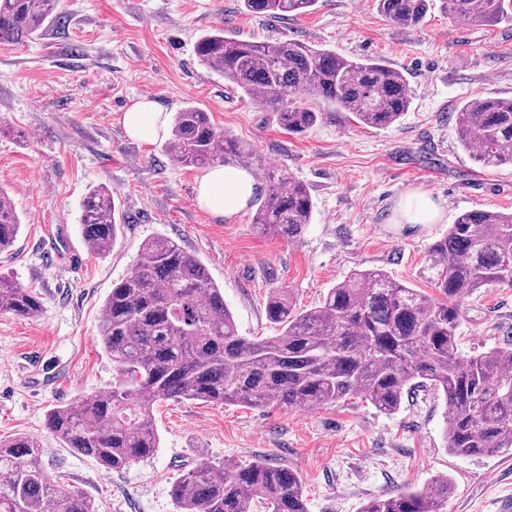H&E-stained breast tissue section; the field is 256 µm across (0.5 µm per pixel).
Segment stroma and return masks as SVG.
Returning a JSON list of instances; mask_svg holds the SVG:
<instances>
[{
    "label": "stroma",
    "instance_id": "1",
    "mask_svg": "<svg viewBox=\"0 0 512 512\" xmlns=\"http://www.w3.org/2000/svg\"><path fill=\"white\" fill-rule=\"evenodd\" d=\"M65 32L0 44V188L21 221L0 272L35 290L34 317L0 313V439L37 440L48 474L90 497L97 512H174L183 470L212 459L266 462L296 471L309 512H360L371 498L448 476L444 512H499L512 500V456L463 459L444 442L443 396L419 391L392 416L361 400L279 411L202 401L154 410L157 453L119 471L74 453L44 426L46 411L111 390L117 379L97 342L100 307L132 269L141 243L162 234L195 254L224 291L241 335H274L273 289L298 308L357 270L378 268L432 294L420 270L429 246L465 211L512 212V165L479 166L460 145L456 112L475 97L512 98V21L451 19L433 5L417 26L386 19L376 0H318L312 13L269 19L241 0H63ZM293 39L345 57L381 60L408 74L412 102L377 130L323 108L307 133L281 128L269 105L219 78L195 55L205 33ZM165 112L188 104L268 168L309 189L311 224L301 237L257 232L254 207L221 220L196 203L197 168L169 160L161 142L130 139L122 114L138 99ZM111 190L122 219L116 245L96 255L80 234L90 189ZM431 198L432 224H410L401 205ZM464 353L512 343V288H484L463 304Z\"/></svg>",
    "mask_w": 512,
    "mask_h": 512
}]
</instances>
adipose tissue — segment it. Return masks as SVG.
<instances>
[{
    "label": "adipose tissue",
    "instance_id": "adipose-tissue-1",
    "mask_svg": "<svg viewBox=\"0 0 512 512\" xmlns=\"http://www.w3.org/2000/svg\"><path fill=\"white\" fill-rule=\"evenodd\" d=\"M121 122L129 137L151 143L165 136L169 116L155 102L140 99L126 109ZM254 190L255 180L247 171L218 164L199 177L196 203L211 215L230 216L248 206Z\"/></svg>",
    "mask_w": 512,
    "mask_h": 512
}]
</instances>
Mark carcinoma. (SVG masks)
I'll use <instances>...</instances> for the list:
<instances>
[{"label":"carcinoma","mask_w":512,"mask_h":512,"mask_svg":"<svg viewBox=\"0 0 512 512\" xmlns=\"http://www.w3.org/2000/svg\"><path fill=\"white\" fill-rule=\"evenodd\" d=\"M251 15L305 14L317 0H242ZM434 0H377L391 22L416 26ZM453 19L495 24L512 19L506 0H441ZM61 0H0V43L21 44L46 27L63 29ZM199 61L245 96L275 106L293 134L314 127L321 112L291 99L296 93L350 112L359 124L385 129L411 104L406 75L373 59L284 39H240L215 29L195 49ZM460 144L484 167L512 164V98L476 97L456 116ZM163 148L181 167L218 163L262 172L264 197L252 224L281 238L300 236L313 215L301 181L261 160L188 105L172 118ZM121 219L112 191L83 199L82 236L95 253L115 246ZM21 228L10 196L0 189V252ZM421 276L437 296L404 285L381 269L358 270L329 288L320 305L296 308L292 293L271 292L266 317L272 337L241 336L224 294L205 265L164 235L140 245L130 273L112 285L101 308L98 343L117 371L112 391L45 413V426L65 447L106 470L150 459L159 448L154 408L167 400L245 407L335 406L353 396L393 415L404 398L430 389L448 405L445 447L462 458L512 455V344L464 354L457 330L463 299L485 286L512 288V214L474 209L460 214L429 248ZM41 297L0 273V312L41 313ZM448 477L370 499L361 512H443ZM175 512H308L298 473L256 462L200 463L171 487ZM0 512H95L80 491L52 481L40 443L27 436L0 440Z\"/></svg>","instance_id":"carcinoma-1"}]
</instances>
